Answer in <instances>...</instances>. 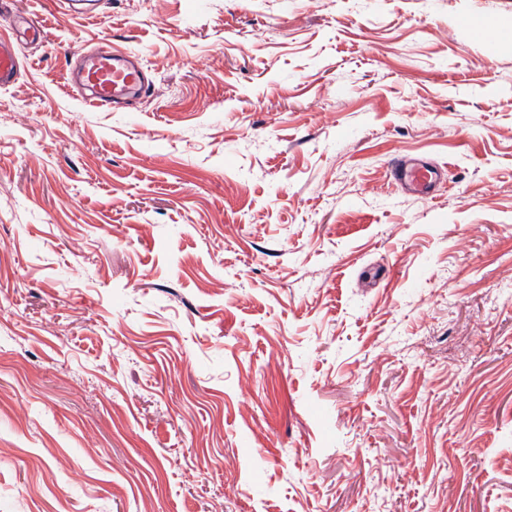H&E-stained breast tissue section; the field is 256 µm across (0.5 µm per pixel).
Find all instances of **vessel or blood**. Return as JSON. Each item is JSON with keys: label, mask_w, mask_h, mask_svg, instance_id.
Here are the masks:
<instances>
[{"label": "vessel or blood", "mask_w": 512, "mask_h": 512, "mask_svg": "<svg viewBox=\"0 0 512 512\" xmlns=\"http://www.w3.org/2000/svg\"><path fill=\"white\" fill-rule=\"evenodd\" d=\"M43 36V27L23 18L15 21L13 34L0 37L1 88L11 86L18 78V44L38 41ZM72 81L82 91L85 105L105 110L123 107L131 99L149 93L151 88L138 60L131 53L109 46L80 52ZM390 177L409 192L426 198L435 197L444 183L441 168L413 157L394 162Z\"/></svg>", "instance_id": "b4317fda"}]
</instances>
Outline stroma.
<instances>
[{
	"mask_svg": "<svg viewBox=\"0 0 512 512\" xmlns=\"http://www.w3.org/2000/svg\"><path fill=\"white\" fill-rule=\"evenodd\" d=\"M19 14L0 512H512V0ZM111 45L129 111L69 81ZM72 81L82 91L86 106L105 110L124 107L151 88L138 60L131 53L110 46L80 52ZM391 179L413 194L434 199L444 183L439 167L413 157H405L390 166Z\"/></svg>",
	"mask_w": 512,
	"mask_h": 512,
	"instance_id": "obj_1",
	"label": "stroma"
}]
</instances>
